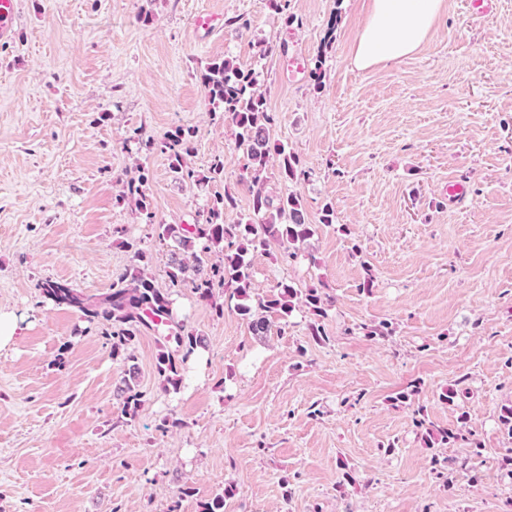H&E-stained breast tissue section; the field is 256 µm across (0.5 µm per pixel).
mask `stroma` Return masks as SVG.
<instances>
[{"label":"stroma","mask_w":512,"mask_h":512,"mask_svg":"<svg viewBox=\"0 0 512 512\" xmlns=\"http://www.w3.org/2000/svg\"><path fill=\"white\" fill-rule=\"evenodd\" d=\"M370 5L19 0L16 39L0 45V310L21 327L0 348V512H201L218 495L224 512H512L499 421L512 406V0L481 15L445 0L417 53L360 71L350 55ZM203 10L220 19L212 32L194 29ZM224 57L256 72L273 141L304 162L288 181L271 160L267 193L297 194L314 230L308 256L251 254L252 296L324 289L327 339L312 341L307 309L257 336L228 293L219 316L182 289L174 314L207 348L166 393L159 333L126 363L39 286L99 296L139 248L163 288L157 225L195 223L224 192L225 223L252 216L246 159L199 77ZM179 127L193 132L189 167L220 156L223 178L192 184L145 150ZM142 172L143 210L122 195ZM452 181L465 197L449 198ZM382 321L390 334L371 335ZM130 375L132 418L117 396ZM420 416L470 437L426 447Z\"/></svg>","instance_id":"obj_1"}]
</instances>
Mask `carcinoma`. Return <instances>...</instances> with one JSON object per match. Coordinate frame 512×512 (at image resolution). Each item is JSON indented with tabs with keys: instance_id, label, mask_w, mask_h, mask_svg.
Masks as SVG:
<instances>
[{
	"instance_id": "carcinoma-1",
	"label": "carcinoma",
	"mask_w": 512,
	"mask_h": 512,
	"mask_svg": "<svg viewBox=\"0 0 512 512\" xmlns=\"http://www.w3.org/2000/svg\"><path fill=\"white\" fill-rule=\"evenodd\" d=\"M200 79L212 105L223 112L224 122L235 128L236 147L247 159L242 180L248 185L253 212L258 219L249 218L238 224L224 223V211L235 204L233 196L224 194L214 197L199 212L197 223L189 227L157 225L159 239L170 240L185 251H192L199 245L205 253L214 250L224 255L221 263L206 266L198 257L189 262L181 258L179 252H172L165 289L155 286L154 278L147 272V255L140 249L134 251V264L117 277L108 292L98 297L86 296L64 281H46L40 285L43 296L55 304L79 311L89 323L112 328L107 334L112 341V355L130 362L129 373L132 375L136 367L132 364L134 357L127 354L130 343L153 321L171 327L156 361L157 375L166 391L180 388L182 364L197 349L205 347L202 337L185 330L184 324L175 320L171 295L180 289H192L201 301L211 300L217 288L234 289V294L241 300L237 304L239 314L259 336H266L271 331L270 313L284 320L299 301L313 315L322 317L327 303L321 289L311 287L301 291L287 283L278 285L279 292L271 298L249 303V252L265 253L276 243L284 256L292 258L298 255L299 245L313 234L297 195L289 193L274 200L266 194L270 156L274 153L280 157L281 173L287 181L305 175V170L297 153L283 144L271 142L275 116L269 110L265 95L256 88L254 72L242 69L232 58L226 57L206 63ZM145 147L148 151L158 149L168 154L174 172L183 180L200 184L224 174V160L219 157L213 160L206 175L200 176L186 166V157L193 151L189 129L179 128L158 144L148 140ZM146 183L147 176L142 172L126 186V196L133 198L142 211L147 209ZM118 396L122 399V413L134 417L142 394L126 381L118 388ZM459 437L461 434L451 429L428 428L425 444L432 448Z\"/></svg>"
}]
</instances>
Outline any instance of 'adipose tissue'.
I'll return each mask as SVG.
<instances>
[{"instance_id":"adipose-tissue-1","label":"adipose tissue","mask_w":512,"mask_h":512,"mask_svg":"<svg viewBox=\"0 0 512 512\" xmlns=\"http://www.w3.org/2000/svg\"><path fill=\"white\" fill-rule=\"evenodd\" d=\"M443 8L444 0H372L353 46V66L375 69L417 52Z\"/></svg>"}]
</instances>
